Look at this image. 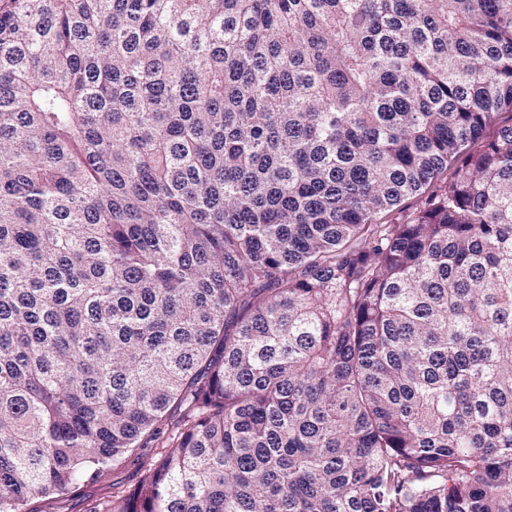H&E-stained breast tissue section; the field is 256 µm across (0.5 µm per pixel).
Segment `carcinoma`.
Segmentation results:
<instances>
[{"instance_id":"cac0c4a2","label":"carcinoma","mask_w":512,"mask_h":512,"mask_svg":"<svg viewBox=\"0 0 512 512\" xmlns=\"http://www.w3.org/2000/svg\"><path fill=\"white\" fill-rule=\"evenodd\" d=\"M504 112L512 0H0V512H512ZM132 459L130 458L119 468L111 469L103 480L92 481L87 478L79 480L49 507L40 501L34 506L38 511L45 512H89L92 507L111 500L113 491L134 486L138 474L137 466L133 464Z\"/></svg>"}]
</instances>
